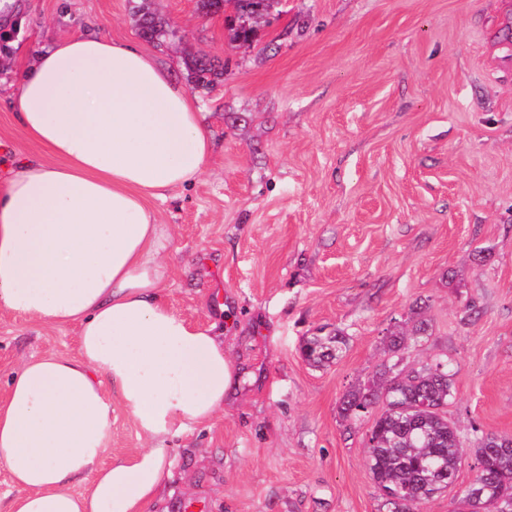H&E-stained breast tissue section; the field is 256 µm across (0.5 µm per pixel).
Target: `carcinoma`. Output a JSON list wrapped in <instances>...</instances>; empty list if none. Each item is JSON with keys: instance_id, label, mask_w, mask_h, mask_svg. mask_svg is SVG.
I'll list each match as a JSON object with an SVG mask.
<instances>
[{"instance_id": "obj_1", "label": "carcinoma", "mask_w": 512, "mask_h": 512, "mask_svg": "<svg viewBox=\"0 0 512 512\" xmlns=\"http://www.w3.org/2000/svg\"><path fill=\"white\" fill-rule=\"evenodd\" d=\"M141 30L148 39L166 36L165 26L152 16H142ZM197 83L208 86L222 75L207 59L192 62ZM430 324L418 319L407 332H392L388 349L392 359L428 341ZM347 349L344 331L309 336L302 354L309 364L320 367L343 355ZM396 364L384 366L371 380L348 390L340 403L345 420L360 419L373 413L388 396L405 408L384 407L366 434L368 465L376 488L389 512H419L435 495L457 479L467 462L462 438L448 422L444 408L455 398L448 362L435 359L394 381ZM476 481L482 492L485 512H502L498 502H512V436L481 433L474 429Z\"/></svg>"}]
</instances>
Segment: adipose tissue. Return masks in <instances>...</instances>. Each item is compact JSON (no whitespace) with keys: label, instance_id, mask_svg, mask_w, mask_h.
Returning <instances> with one entry per match:
<instances>
[{"label":"adipose tissue","instance_id":"obj_1","mask_svg":"<svg viewBox=\"0 0 512 512\" xmlns=\"http://www.w3.org/2000/svg\"><path fill=\"white\" fill-rule=\"evenodd\" d=\"M0 104L48 153L0 178V310L79 336L8 384L0 512H148L167 441L223 412L237 378L212 328L162 297L170 235L147 205L201 175L211 131L150 55L95 33L38 52ZM116 402L147 446L108 464Z\"/></svg>","mask_w":512,"mask_h":512}]
</instances>
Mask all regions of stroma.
Instances as JSON below:
<instances>
[{"instance_id":"35a3bbf8","label":"stroma","mask_w":512,"mask_h":512,"mask_svg":"<svg viewBox=\"0 0 512 512\" xmlns=\"http://www.w3.org/2000/svg\"><path fill=\"white\" fill-rule=\"evenodd\" d=\"M146 9L169 36L142 37ZM13 17L1 99L36 49L93 29L171 71L213 135L200 177L151 206L168 304L213 326L238 378L172 441L153 512H386L372 420L338 405L418 314L432 335L403 366L446 358L461 437L512 435V0H279L244 46L198 0H15ZM203 55L224 65L206 87ZM337 328L342 357L309 365L304 338ZM49 348L76 355V327L0 311V401ZM145 446L113 403L108 459Z\"/></svg>"}]
</instances>
